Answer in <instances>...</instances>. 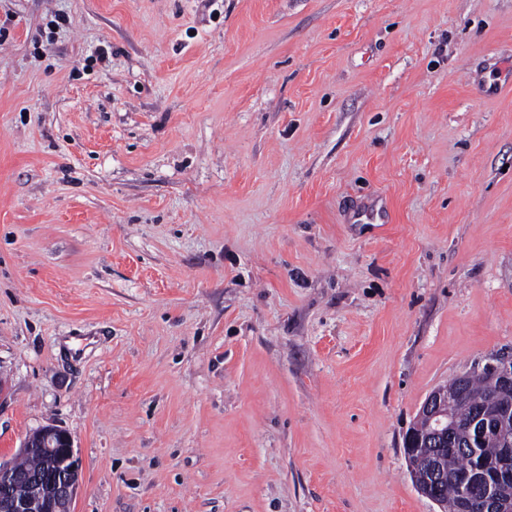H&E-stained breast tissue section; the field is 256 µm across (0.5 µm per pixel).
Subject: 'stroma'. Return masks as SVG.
Instances as JSON below:
<instances>
[{
    "mask_svg": "<svg viewBox=\"0 0 512 512\" xmlns=\"http://www.w3.org/2000/svg\"><path fill=\"white\" fill-rule=\"evenodd\" d=\"M512 0H0V459L72 512H440L403 436L512 349ZM22 448L23 454L39 455L44 463L34 456H25L16 468L0 461V512H70L80 482L71 433L44 427L30 434ZM20 484L27 490L18 487V497L15 489Z\"/></svg>",
    "mask_w": 512,
    "mask_h": 512,
    "instance_id": "35a3bbf8",
    "label": "stroma"
}]
</instances>
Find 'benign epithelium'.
<instances>
[{
    "label": "benign epithelium",
    "instance_id": "benign-epithelium-1",
    "mask_svg": "<svg viewBox=\"0 0 512 512\" xmlns=\"http://www.w3.org/2000/svg\"><path fill=\"white\" fill-rule=\"evenodd\" d=\"M480 372L496 385L497 405L471 415L469 440L456 439L457 419L454 407L462 403V394L448 392V386L434 389L422 403L416 420L427 423L425 433L410 427L404 435V452L417 490L439 506H446L440 489L448 480L458 488L460 512H512V443L500 449L493 469L477 461L471 469L448 474L446 460L451 454L477 457V445L500 436L503 421L512 414V351L504 350L488 357L478 371L459 375L466 380ZM23 454L39 455L43 466L36 471H21L0 461V512H71L80 482V461L70 432L44 427L24 441ZM27 489L20 498L18 485Z\"/></svg>",
    "mask_w": 512,
    "mask_h": 512
}]
</instances>
